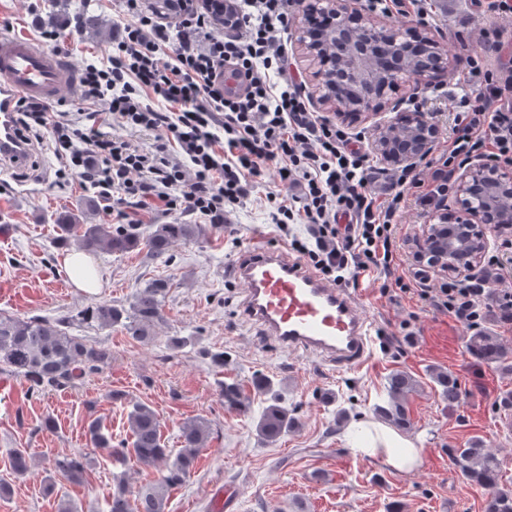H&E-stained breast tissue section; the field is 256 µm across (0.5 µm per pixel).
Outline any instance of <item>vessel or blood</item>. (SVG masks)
<instances>
[{"label":"vessel or blood","mask_w":512,"mask_h":512,"mask_svg":"<svg viewBox=\"0 0 512 512\" xmlns=\"http://www.w3.org/2000/svg\"><path fill=\"white\" fill-rule=\"evenodd\" d=\"M66 58L36 41L0 32V161L26 162L28 148L13 130L19 98L54 101L74 89ZM244 286L243 309L267 336L288 349H300L340 367H356L368 356L373 326L356 299L299 264L287 252L255 238L232 266Z\"/></svg>","instance_id":"vessel-or-blood-1"}]
</instances>
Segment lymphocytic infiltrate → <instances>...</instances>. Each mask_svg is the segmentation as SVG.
Masks as SVG:
<instances>
[{
	"instance_id": "f902f5d3",
	"label": "lymphocytic infiltrate",
	"mask_w": 512,
	"mask_h": 512,
	"mask_svg": "<svg viewBox=\"0 0 512 512\" xmlns=\"http://www.w3.org/2000/svg\"><path fill=\"white\" fill-rule=\"evenodd\" d=\"M124 16L106 61L86 64L77 97L91 110L68 117L19 100L23 142L50 133L60 180L80 179L110 199L113 223L135 210L217 218L247 198L268 167L266 194L277 230L322 280L358 286L372 274L381 291L413 295L468 329L489 316L512 323V289L488 280L451 279L433 288L421 271L401 272L399 230L407 192L421 205L448 194L457 169L475 161L512 166V0H470L493 18L466 58L448 147L430 177L406 166L380 175L351 133L311 109L306 83L291 66L288 27L301 0H227L220 21L205 0H118ZM242 80L225 85V71ZM153 133L151 147L109 133L111 125ZM306 228L296 234L294 225Z\"/></svg>"
}]
</instances>
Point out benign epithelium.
I'll use <instances>...</instances> for the list:
<instances>
[{
    "label": "benign epithelium",
    "mask_w": 512,
    "mask_h": 512,
    "mask_svg": "<svg viewBox=\"0 0 512 512\" xmlns=\"http://www.w3.org/2000/svg\"><path fill=\"white\" fill-rule=\"evenodd\" d=\"M297 43L319 60L318 100L340 118L370 123L374 153L392 165L414 166L434 151L440 129L428 112H400L376 121L391 96L434 85L450 60L429 32L398 27L354 8L351 0H303ZM453 202L441 199L408 241L415 263L439 277L471 279L490 243L487 229L512 226V167L476 162L455 173Z\"/></svg>",
    "instance_id": "benign-epithelium-1"
}]
</instances>
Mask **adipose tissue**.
<instances>
[{
    "mask_svg": "<svg viewBox=\"0 0 512 512\" xmlns=\"http://www.w3.org/2000/svg\"><path fill=\"white\" fill-rule=\"evenodd\" d=\"M350 443L360 456L381 460L399 473L410 472L423 462V451L413 440L377 422H361Z\"/></svg>",
    "mask_w": 512,
    "mask_h": 512,
    "instance_id": "1",
    "label": "adipose tissue"
}]
</instances>
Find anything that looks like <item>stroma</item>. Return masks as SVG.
I'll list each match as a JSON object with an SVG mask.
<instances>
[{"label": "stroma", "instance_id": "obj_1", "mask_svg": "<svg viewBox=\"0 0 512 512\" xmlns=\"http://www.w3.org/2000/svg\"><path fill=\"white\" fill-rule=\"evenodd\" d=\"M463 0H437L438 25L432 33L452 61L439 83L459 89L467 72L464 48L472 44L489 19L474 15L469 31L459 34ZM120 26L116 0H0V31L39 38L50 20L76 12ZM59 51L74 69L105 60L112 44L105 36L61 29ZM396 109H385L382 120L395 112H430L441 132H448L451 114L447 98L422 97L401 91ZM37 171L18 180L14 170H0V312L20 318L70 317V335L108 349L101 369L74 385L33 395L25 380L0 369V483L9 485L0 496V512H57L68 499L78 512H104L117 481L137 487L157 480L159 472L129 458L118 463L94 449L85 436L90 418L108 427L113 444L130 439L128 412L134 402L151 406L161 420L166 448L178 453L181 425L204 419L205 448L185 481L169 492L167 512H213L221 487L240 492V512H485L487 489L465 479L448 451L483 440L501 462L499 485L512 490V410L498 401L512 392V374L473 357L467 348L471 332L450 315L417 298L390 300L378 284L366 280L353 294L374 330L388 333L394 350L374 348L358 368L333 369L321 360L278 346L253 326L242 309L244 286L225 274L247 250L256 232L268 245L287 248L266 205L274 171L249 198L218 222H202L190 213L163 215L142 210V231L154 224L205 223L199 241L178 246L167 261L151 259L145 251L97 252L91 260L103 285L94 291L75 287L63 259L65 247L56 242L55 221L85 198H95L93 224L108 223V202L79 180L58 181L59 161L50 135L34 146ZM163 278L170 288L163 302L164 322L155 341L133 340L121 326L102 327L79 319L80 311L108 302L129 304L137 289ZM416 314L415 334L403 336L400 324ZM181 337L174 348L170 337ZM224 356L214 365L213 354ZM441 369L457 377L458 407H449L431 378ZM404 371L416 382L408 398L411 425L405 434L423 450V463L408 474L391 471L379 461L354 453L346 434L359 417H374L376 405L388 399L387 377ZM272 381L282 406L297 427L278 442L265 443L256 426L268 397L254 388L257 378ZM238 385L250 403L245 410L225 407L223 384ZM124 393L121 401L110 392ZM52 418L54 430L41 429ZM27 449L34 466L24 476L10 466L12 449ZM82 453L89 465L84 484L55 478L53 492L45 490V467L54 456Z\"/></svg>", "mask_w": 512, "mask_h": 512}]
</instances>
